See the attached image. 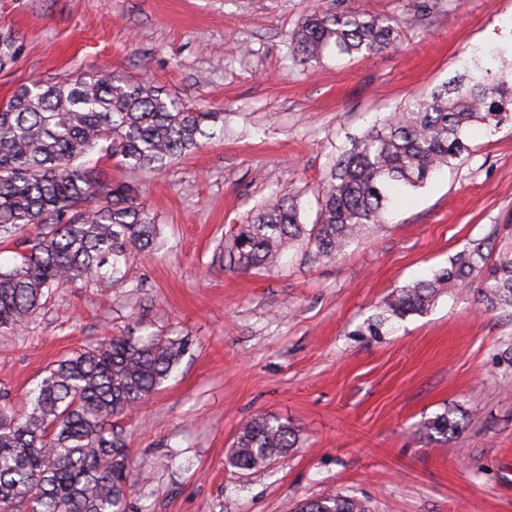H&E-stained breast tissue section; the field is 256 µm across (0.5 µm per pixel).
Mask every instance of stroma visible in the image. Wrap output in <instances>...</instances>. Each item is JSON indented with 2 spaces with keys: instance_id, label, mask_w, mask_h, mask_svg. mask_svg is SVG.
Masks as SVG:
<instances>
[{
  "instance_id": "stroma-1",
  "label": "stroma",
  "mask_w": 512,
  "mask_h": 512,
  "mask_svg": "<svg viewBox=\"0 0 512 512\" xmlns=\"http://www.w3.org/2000/svg\"><path fill=\"white\" fill-rule=\"evenodd\" d=\"M398 19L396 48L299 63L286 36L314 12ZM16 36L0 102L22 84L110 70L224 115V136L138 184L156 250L116 278L57 291L28 327L0 335V395L17 410L64 357L127 332L188 338L169 380L116 423L133 471L130 512H293L341 493L371 512H512V315L469 292L375 328L397 288L446 267L474 239L512 252V127L472 129L451 169L402 197L333 259L302 247L279 267L219 258L269 195L297 196L313 224L348 137L465 65L512 78V0H0ZM454 410L445 439L420 426ZM259 415L290 422L300 446L249 471L227 458Z\"/></svg>"
}]
</instances>
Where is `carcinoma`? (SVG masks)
Returning a JSON list of instances; mask_svg holds the SVG:
<instances>
[{
  "label": "carcinoma",
  "instance_id": "cac0c4a2",
  "mask_svg": "<svg viewBox=\"0 0 512 512\" xmlns=\"http://www.w3.org/2000/svg\"><path fill=\"white\" fill-rule=\"evenodd\" d=\"M399 22L350 10L314 12L288 37L301 62L327 53L370 58L394 48ZM14 39L0 41V71L17 59ZM217 112L183 106L146 82L94 71L74 79L20 86L0 106V239L23 247L0 269V333L22 330L55 288L93 281L132 254L159 245L155 218L136 186L89 159L153 173L214 137ZM512 124V82L492 69L470 70L429 96L391 113L351 140L336 157L308 226L292 197L270 195L237 226L225 246L240 271L276 266L286 247L307 242L316 257L337 256L375 224L387 222L398 198L432 174L457 165L468 130L490 133ZM491 238L469 243L429 279L393 293L379 324L420 315L451 288L476 289L487 310L512 313V254L487 264ZM186 345L167 336H114L61 359L37 387L31 407L0 404V512H127L134 480L126 435L112 419L143 403L166 381ZM445 410L424 424L453 434ZM297 430L263 415L245 423L228 464L252 470L288 456ZM294 512H369L354 496L302 500Z\"/></svg>",
  "mask_w": 512,
  "mask_h": 512
}]
</instances>
